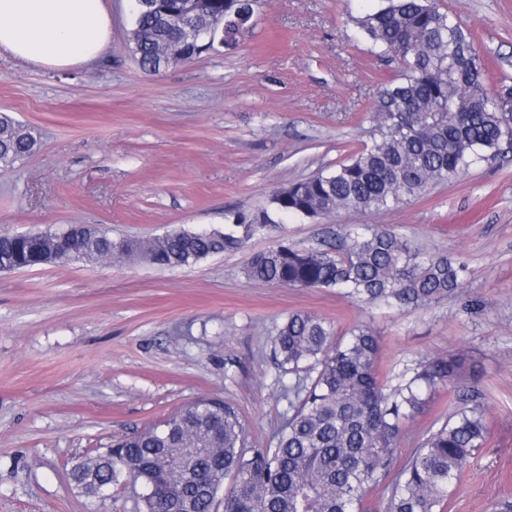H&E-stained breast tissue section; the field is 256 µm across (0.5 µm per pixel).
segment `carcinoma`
<instances>
[{
	"label": "carcinoma",
	"instance_id": "carcinoma-1",
	"mask_svg": "<svg viewBox=\"0 0 512 512\" xmlns=\"http://www.w3.org/2000/svg\"><path fill=\"white\" fill-rule=\"evenodd\" d=\"M360 31L401 63L396 81L373 104L375 133L332 170L278 189L279 214L328 216L341 209L389 210L423 197L435 184L459 176L512 142V85L491 95L486 64L469 30L437 0H386L357 20ZM133 56L147 71L172 42L187 58L207 46L185 30L168 28L164 14L135 10ZM37 138L0 113V168L30 156ZM273 224L268 213L238 211L224 230L210 234L172 229L165 237L116 241L92 224H73L64 237L0 234V269L22 270L58 262L142 259L157 267L188 266L208 256L245 249ZM246 276L258 283L336 288L355 302L399 310L428 307L464 287V263L427 254L388 227L347 228L328 249L280 241L253 254ZM380 336L355 324L338 335L325 319L293 312L271 337L277 368L294 377L286 389L288 413L272 448H248L235 410L200 398L162 424L116 440L112 455L74 466L76 486L93 493L88 475L140 484V512H175L180 501L196 512H365L368 495L391 473L389 512H441L474 451L488 434L486 411L464 403L398 465L406 421L423 413L438 391L470 370L460 353L432 357L397 374L392 386L377 374Z\"/></svg>",
	"mask_w": 512,
	"mask_h": 512
}]
</instances>
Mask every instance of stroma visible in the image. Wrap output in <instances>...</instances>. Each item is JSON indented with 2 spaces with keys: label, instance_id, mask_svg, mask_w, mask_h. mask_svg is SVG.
Instances as JSON below:
<instances>
[{
  "label": "stroma",
  "instance_id": "35a3bbf8",
  "mask_svg": "<svg viewBox=\"0 0 512 512\" xmlns=\"http://www.w3.org/2000/svg\"><path fill=\"white\" fill-rule=\"evenodd\" d=\"M471 31L490 87L512 84V0H441ZM381 0H260L251 34L189 61L141 70L128 43L131 0H108L112 44L66 70L0 55V112L25 124L33 154L0 169V234L95 224L113 238L223 228L234 211L271 210L274 192L328 170L373 139L372 104L400 73L356 17ZM388 226L422 251L464 260L463 291L398 311L332 288L260 285L250 254L280 238L326 247L344 227ZM304 311L337 332L382 338L384 382L451 352L473 369L406 424L419 440L473 396L487 411L445 512L512 503V149L423 197L384 211L288 218L243 252L189 267L82 261L0 272V512H139L120 485L95 505L72 485L76 460L106 452L204 397L237 411L250 447L274 445L288 411L269 338Z\"/></svg>",
  "mask_w": 512,
  "mask_h": 512
}]
</instances>
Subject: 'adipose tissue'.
<instances>
[{"instance_id": "ef3b65f1", "label": "adipose tissue", "mask_w": 512, "mask_h": 512, "mask_svg": "<svg viewBox=\"0 0 512 512\" xmlns=\"http://www.w3.org/2000/svg\"><path fill=\"white\" fill-rule=\"evenodd\" d=\"M106 0H0V53L64 70L96 61L110 46Z\"/></svg>"}]
</instances>
